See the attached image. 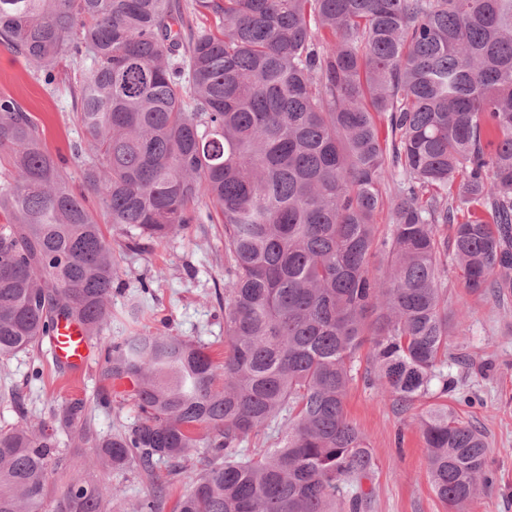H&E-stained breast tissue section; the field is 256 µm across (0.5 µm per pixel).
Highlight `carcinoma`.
Listing matches in <instances>:
<instances>
[{
  "mask_svg": "<svg viewBox=\"0 0 512 512\" xmlns=\"http://www.w3.org/2000/svg\"><path fill=\"white\" fill-rule=\"evenodd\" d=\"M0 0V45L77 94L86 188L127 248L224 225V361L169 334L108 349L141 418L102 438L84 402L58 424L150 485L140 512H359L375 463L345 402L357 363L400 409L453 392L443 277L512 292V0ZM0 360L62 319L111 317L118 261L66 160L0 96ZM390 236L375 217L384 205ZM448 226L450 235L439 233ZM381 255L376 275L371 258ZM448 512L492 493L483 434L418 421ZM274 439L272 448L260 440ZM57 440L0 428V512H48ZM206 452L201 454L199 449ZM168 467L167 484L156 467ZM69 478L56 512H106Z\"/></svg>",
  "mask_w": 512,
  "mask_h": 512,
  "instance_id": "carcinoma-1",
  "label": "carcinoma"
}]
</instances>
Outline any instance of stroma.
Instances as JSON below:
<instances>
[{
  "label": "stroma",
  "mask_w": 512,
  "mask_h": 512,
  "mask_svg": "<svg viewBox=\"0 0 512 512\" xmlns=\"http://www.w3.org/2000/svg\"><path fill=\"white\" fill-rule=\"evenodd\" d=\"M85 62H64L53 81L25 58L0 46V95L14 98L29 112L52 154L67 160L75 189H82L81 160L74 148L85 134L76 117L73 92L85 72ZM88 206L95 215L120 265L113 285L112 319L90 346V362L80 376L59 366L48 342H41L0 362V427L24 423L55 431L63 462L50 478V496L79 472L100 471L112 487L108 512H133L146 492L136 467L101 469L97 449L81 445L73 434L57 427V414L70 400L81 399L93 427L101 435L135 423L139 411L133 385L99 375L108 345L126 336L171 334L208 346L215 360L224 356V227L194 224L187 232L134 251L124 234L115 231L96 194ZM448 312L467 310L462 331L448 338L455 377L454 392L443 402L479 427L488 442V461L495 475L492 493L478 500L473 512H512V295L468 296L457 271H449ZM141 301L145 313L131 323V301ZM431 404L424 398L408 410L397 409L358 372L348 390V416L363 433L375 458V470L362 487L367 500L361 512H448L428 478L426 450L417 418Z\"/></svg>",
  "instance_id": "1"
}]
</instances>
